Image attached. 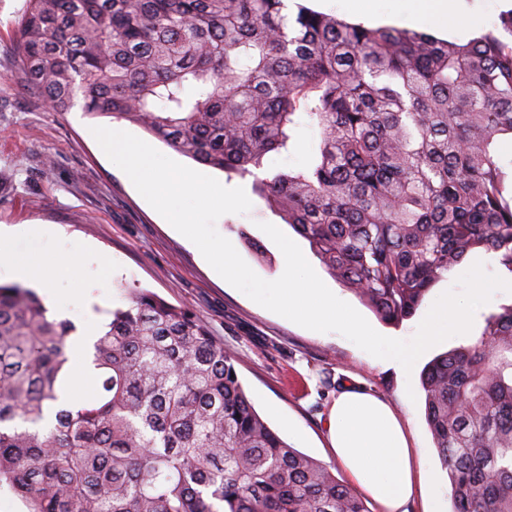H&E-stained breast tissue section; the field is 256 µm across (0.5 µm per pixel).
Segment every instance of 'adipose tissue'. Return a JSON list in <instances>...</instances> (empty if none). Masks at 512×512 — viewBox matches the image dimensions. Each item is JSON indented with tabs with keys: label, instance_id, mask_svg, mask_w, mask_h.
<instances>
[{
	"label": "adipose tissue",
	"instance_id": "adipose-tissue-1",
	"mask_svg": "<svg viewBox=\"0 0 512 512\" xmlns=\"http://www.w3.org/2000/svg\"><path fill=\"white\" fill-rule=\"evenodd\" d=\"M15 231L0 228V273L45 285L51 267L16 252ZM330 446L346 479L370 498L379 512H408L417 494L413 450L392 408L353 382L338 392L326 418Z\"/></svg>",
	"mask_w": 512,
	"mask_h": 512
}]
</instances>
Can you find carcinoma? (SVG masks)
I'll use <instances>...</instances> for the list:
<instances>
[{"label":"carcinoma","instance_id":"cac0c4a2","mask_svg":"<svg viewBox=\"0 0 512 512\" xmlns=\"http://www.w3.org/2000/svg\"><path fill=\"white\" fill-rule=\"evenodd\" d=\"M18 83L48 111L131 121L255 193L381 321L471 252L512 275V42L370 28L285 0H26ZM310 163L265 169L302 117ZM72 404L77 326L0 284V491L23 512H368L258 414L235 357L130 288ZM452 512H512V305L421 373Z\"/></svg>","mask_w":512,"mask_h":512}]
</instances>
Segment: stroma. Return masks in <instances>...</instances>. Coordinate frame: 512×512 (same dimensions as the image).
<instances>
[{
  "instance_id": "obj_1",
  "label": "stroma",
  "mask_w": 512,
  "mask_h": 512,
  "mask_svg": "<svg viewBox=\"0 0 512 512\" xmlns=\"http://www.w3.org/2000/svg\"><path fill=\"white\" fill-rule=\"evenodd\" d=\"M475 13L448 24L413 19L401 0H380L370 27H397L466 43L500 28L512 0H478ZM25 0H0V226L18 227L15 248L52 266L55 276L40 295L59 317L76 323L78 336L67 348L70 374L81 376L80 388L68 392L79 401L95 387L88 369V336L96 328L71 294L78 278L91 279L100 306L124 305L127 289L142 288L173 305L186 306L209 327L212 336L233 353L244 389L257 412L292 448L334 466L326 415L342 384L363 383L390 404L400 417L411 448L422 456V491L410 512H423L431 488H448L424 400L420 372L433 356L470 343L479 335L486 314L512 305V293L495 292L474 315L470 333L452 337L426 351L411 373L385 364L335 332L305 329L253 302L205 263L188 239L174 230L138 193L103 152L93 128L126 131L140 139L148 134L131 122L92 117L81 109L63 115L46 111L42 102L21 90L15 24ZM317 130L302 123L286 153L266 158L270 171L301 169L310 161ZM245 214L220 217L215 227L230 240L262 279L276 280L278 247L260 230L280 219L259 198ZM29 224L49 228L43 237L26 233ZM94 245L86 252L81 276H74L65 254ZM299 246L315 272L341 300L352 305L380 334L411 339L436 299L454 288L464 266L438 281L417 313L402 324L383 323L339 281L332 278L307 241Z\"/></svg>"
}]
</instances>
